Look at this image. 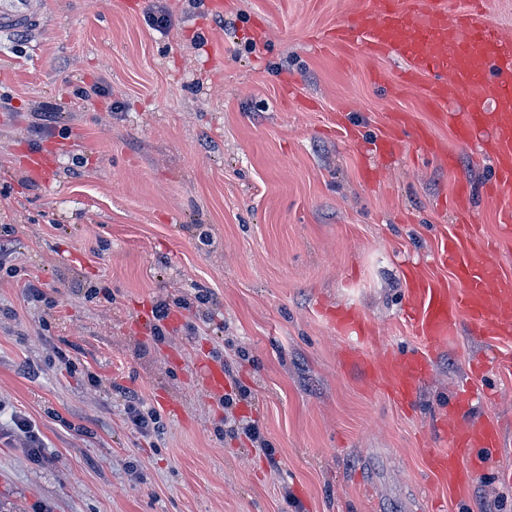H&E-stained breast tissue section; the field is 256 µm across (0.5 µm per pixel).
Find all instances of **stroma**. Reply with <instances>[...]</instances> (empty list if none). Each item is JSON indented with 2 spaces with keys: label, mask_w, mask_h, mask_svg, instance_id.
<instances>
[{
  "label": "stroma",
  "mask_w": 512,
  "mask_h": 512,
  "mask_svg": "<svg viewBox=\"0 0 512 512\" xmlns=\"http://www.w3.org/2000/svg\"><path fill=\"white\" fill-rule=\"evenodd\" d=\"M358 2L224 0L219 14L210 0H45L41 30L0 40V512H512L498 480L512 372L485 366L492 340L459 326L405 411L345 365L324 318L354 307L382 348L413 349L406 270L447 280L431 256L456 184L485 238L512 209V192L485 196L486 169L421 87L374 83L400 62L312 48ZM95 82L105 95L75 98ZM399 113L455 167L410 143L369 159ZM41 151L55 156L46 183L25 167ZM35 278L48 303L27 297ZM203 363L223 368V394ZM470 376L497 394L472 420L496 417L505 445L452 500L425 458ZM132 399L158 430L130 422ZM15 415L39 430L40 457ZM11 429L21 437L25 448H30L31 455L39 457L42 448L45 447L44 441L36 430L35 425L25 417L15 415L11 419Z\"/></svg>",
  "instance_id": "stroma-1"
}]
</instances>
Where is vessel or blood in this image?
I'll use <instances>...</instances> for the list:
<instances>
[{
  "instance_id": "vessel-or-blood-1",
  "label": "vessel or blood",
  "mask_w": 512,
  "mask_h": 512,
  "mask_svg": "<svg viewBox=\"0 0 512 512\" xmlns=\"http://www.w3.org/2000/svg\"><path fill=\"white\" fill-rule=\"evenodd\" d=\"M45 22L43 0H0V37L40 29ZM330 36L338 42H355L371 55L402 59L406 69L392 86L399 94L422 84L424 101L439 120L459 92L479 99L478 107L464 113L454 125L458 143L472 148L487 165V197L512 190V31L488 20L470 0H370L367 7L349 14ZM409 137L421 150L453 160L429 133L399 118L398 127L376 137L372 155L395 153L401 137ZM55 159L35 153L26 159L29 173L49 179ZM471 192L458 183L452 204L460 217L437 249L436 260L448 267L450 282H441L410 269V314L420 348L402 355L376 359L364 349L365 324L349 308L330 323L346 338V357L367 377H380L384 390L397 403L410 404L428 371L432 351L454 338L460 324L473 334H486L499 342L512 341V277L495 260V249L482 240L478 225L469 218ZM485 395L465 387L448 404L441 432L447 449L432 450L428 467L438 486L457 494L486 469L502 447L501 425L493 418L472 422V403Z\"/></svg>"
}]
</instances>
